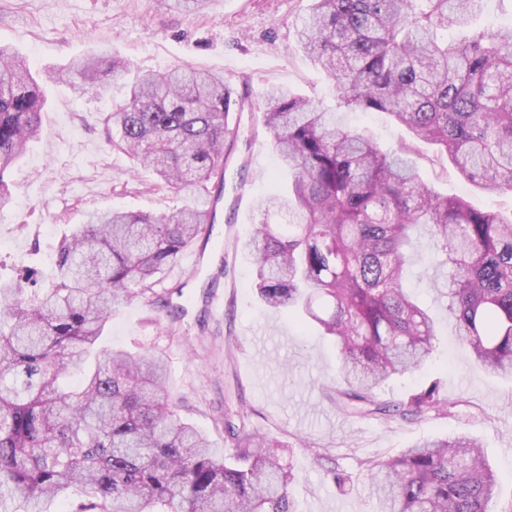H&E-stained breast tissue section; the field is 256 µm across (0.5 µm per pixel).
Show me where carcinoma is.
<instances>
[{
    "label": "carcinoma",
    "mask_w": 512,
    "mask_h": 512,
    "mask_svg": "<svg viewBox=\"0 0 512 512\" xmlns=\"http://www.w3.org/2000/svg\"><path fill=\"white\" fill-rule=\"evenodd\" d=\"M485 0H312L298 42L333 76L340 105L389 115L437 147L471 184L512 193V26L476 29ZM128 66L97 51L66 73L79 93ZM44 95L26 61L0 46V206L6 177L41 128ZM254 108L224 76L192 68L142 75L105 118L112 145L156 183L224 189L229 113ZM284 194L257 201L243 248L266 308L335 338L338 407L386 420L447 411L437 385L399 402L377 390L434 352L435 318L404 288L427 230L445 255L448 318L474 360L512 375V209L449 198L414 162L293 90L260 106ZM214 210L95 212L62 238L51 273L0 282V512H296L268 439L229 430L231 461L177 416L166 361L149 350H97L112 311L152 291L202 235ZM380 512H490L495 474L465 435L427 440L371 468Z\"/></svg>",
    "instance_id": "1"
}]
</instances>
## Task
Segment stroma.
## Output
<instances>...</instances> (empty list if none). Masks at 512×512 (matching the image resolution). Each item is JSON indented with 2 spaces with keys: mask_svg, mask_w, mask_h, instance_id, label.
<instances>
[{
  "mask_svg": "<svg viewBox=\"0 0 512 512\" xmlns=\"http://www.w3.org/2000/svg\"><path fill=\"white\" fill-rule=\"evenodd\" d=\"M310 0H211L196 13L158 7L156 0H0V44L28 58L41 73L104 48L132 72L192 66L225 80L261 103L280 84L313 104L336 110L348 127L371 132L383 148L409 151L423 180L466 197L480 209L512 207V194H490L460 177L430 145L384 114L340 108L333 80L296 48V31ZM128 82L106 94L77 95L65 82L46 88L41 133L8 180L11 200L0 207V277L22 266H48L57 238L93 211L162 213L183 206L186 192L159 187L135 172L109 142L104 117L127 96ZM238 136L224 167L209 239L196 242L166 270L154 294L120 306L104 346L152 348L168 364L180 416L204 432L218 453L230 450L224 418L281 442L288 485L299 512H376L369 466L414 443L457 433L477 439L492 464L499 495L492 512L512 506V378L476 363L456 336L447 301L432 288L438 257L417 230L418 258L406 284L438 321L439 342L422 367L392 379L381 396L400 401L438 382L447 412L405 422L352 417L336 405L338 352L331 337L302 331L287 313L262 307L249 283L253 267L242 251L259 221L257 200L283 192L270 135L259 112H233ZM182 285L172 319L157 297ZM346 475L337 485L333 472Z\"/></svg>",
  "mask_w": 512,
  "mask_h": 512,
  "instance_id": "1",
  "label": "stroma"
}]
</instances>
